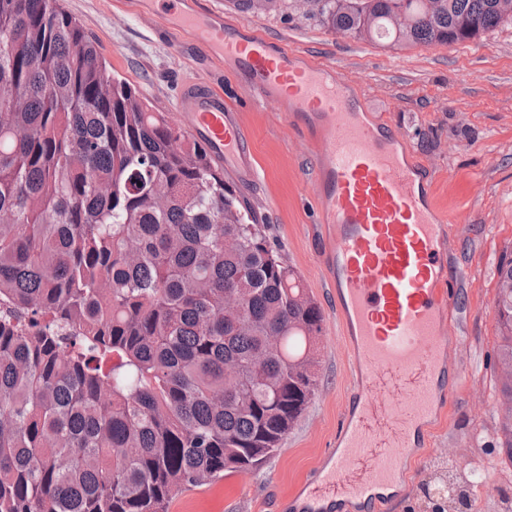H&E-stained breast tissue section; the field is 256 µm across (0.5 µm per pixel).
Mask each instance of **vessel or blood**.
Segmentation results:
<instances>
[{
	"label": "vessel or blood",
	"mask_w": 512,
	"mask_h": 512,
	"mask_svg": "<svg viewBox=\"0 0 512 512\" xmlns=\"http://www.w3.org/2000/svg\"><path fill=\"white\" fill-rule=\"evenodd\" d=\"M165 2L168 32L204 45L257 101L308 132L318 160L312 196L321 223L334 230L323 273L355 361L367 370L309 494L318 502L365 500L399 481L442 390L450 271L446 227L432 202L435 177L337 65L307 62L248 24L200 10L197 0ZM176 115L227 171L257 181L253 134L213 85H186Z\"/></svg>",
	"instance_id": "vessel-or-blood-1"
}]
</instances>
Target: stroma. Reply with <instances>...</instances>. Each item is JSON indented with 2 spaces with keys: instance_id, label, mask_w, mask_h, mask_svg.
<instances>
[{
  "instance_id": "stroma-1",
  "label": "stroma",
  "mask_w": 512,
  "mask_h": 512,
  "mask_svg": "<svg viewBox=\"0 0 512 512\" xmlns=\"http://www.w3.org/2000/svg\"><path fill=\"white\" fill-rule=\"evenodd\" d=\"M201 9L304 50L313 62L339 63L368 99H380L419 166L435 172L433 199L448 233L449 292L454 304L448 378L423 445L402 472L401 489L376 512H428L442 479L468 480L462 512H506L512 506V461L498 452L503 409L493 300L496 267L512 255V25L451 46L400 48L327 28L294 4L272 15L238 9L234 0H199ZM105 59L112 77L173 112L184 85L198 79L223 91L251 127L258 181L236 184L270 245L301 276L325 321L318 342L316 394L279 450L256 470H228L178 493L176 512H286L336 442L347 404L349 363L336 320V297L321 262L330 243L308 186L315 161L305 129L274 106L258 105L207 48H180L162 29L156 0H61ZM480 184H473L474 176ZM467 210L466 223L457 213ZM494 213L496 223L484 221Z\"/></svg>"
}]
</instances>
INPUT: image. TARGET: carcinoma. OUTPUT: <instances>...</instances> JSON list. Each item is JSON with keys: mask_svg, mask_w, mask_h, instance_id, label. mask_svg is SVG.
Segmentation results:
<instances>
[{"mask_svg": "<svg viewBox=\"0 0 512 512\" xmlns=\"http://www.w3.org/2000/svg\"><path fill=\"white\" fill-rule=\"evenodd\" d=\"M296 4L410 47L512 23V0ZM494 314L512 461V257ZM323 323L206 148L110 77L59 0H0V512H168L258 467L315 395ZM437 490L441 512L468 496Z\"/></svg>", "mask_w": 512, "mask_h": 512, "instance_id": "1", "label": "carcinoma"}]
</instances>
